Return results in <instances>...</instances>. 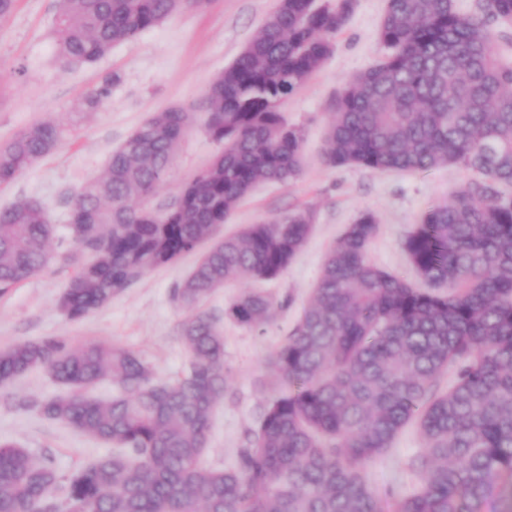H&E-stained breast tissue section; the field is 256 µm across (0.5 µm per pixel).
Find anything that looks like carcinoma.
Instances as JSON below:
<instances>
[{
  "label": "carcinoma",
  "mask_w": 512,
  "mask_h": 512,
  "mask_svg": "<svg viewBox=\"0 0 512 512\" xmlns=\"http://www.w3.org/2000/svg\"><path fill=\"white\" fill-rule=\"evenodd\" d=\"M208 0H58L56 63L89 65L164 19ZM352 0H279L245 48L206 91L204 126L223 151L165 209L142 202L169 177L193 115L153 113L112 151L103 175L79 192L69 237L90 255L60 306L72 320L106 305L148 271L195 251L176 289L186 309L185 372L155 378L133 352L57 337L0 350V383L42 368L70 392L22 405L112 452L64 475L0 441V512H381L364 465L410 422L425 441L409 469L418 485L394 512H512V62L489 22L512 20V0H387L380 39L389 50L346 81L329 113L322 161L372 171L425 172L455 164L478 175L425 210L403 243L415 274L448 293L415 287L372 264L370 214L328 252L289 335L266 361L279 391L234 466H205L211 411L224 397V336L199 304L224 282L271 280L300 252L311 215L294 210L216 237L235 205L262 181L302 171V138L282 102L331 52ZM121 81L113 71L83 99L95 112ZM60 132L37 122L0 147V184L54 150ZM56 229L42 204L0 208V294L54 258ZM274 302L246 290L224 315L254 330ZM456 367L448 390L438 384ZM110 377V399L87 391ZM66 482V497L55 491Z\"/></svg>",
  "instance_id": "cac0c4a2"
}]
</instances>
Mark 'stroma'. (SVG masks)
<instances>
[{"mask_svg":"<svg viewBox=\"0 0 512 512\" xmlns=\"http://www.w3.org/2000/svg\"><path fill=\"white\" fill-rule=\"evenodd\" d=\"M279 0H209L200 10L173 15L136 39L118 44L94 64L63 73L57 68L53 20L57 0H16L8 19L0 20V145L30 124L50 121L62 130L59 146L7 184H0V207L16 198L39 201L58 237L68 235L69 215L82 187L105 170L118 147L152 113L172 106L194 113L182 138L170 176L146 205L159 210L180 185L202 171L223 145L205 131L197 115L202 98L276 10ZM386 0H354L349 19L331 39L332 51L321 68L281 105L283 117L303 137V171L290 182L256 186L220 227L223 236L247 224L309 208L312 229L287 270L270 281L234 280L205 299L200 309L220 318L228 387L215 406L204 462L231 466L249 432L258 429L262 407L272 395L265 358L283 340L309 299L326 253L347 227L365 213L378 230L368 256L378 267L415 280L404 251L406 237L432 203L447 199L474 174L455 165L427 173L372 172L356 165L329 167L321 160L328 114L349 78L369 69L384 55L379 30ZM111 71L122 74L108 101L95 112L79 111L87 91ZM198 253L154 269L113 296L85 318L70 320L60 299L70 277L87 260L69 250L46 269L0 295V349L64 338L70 345L88 342L118 345L148 363L158 378L185 371L188 350L178 334L185 317L174 290L194 269ZM257 289L275 302L272 318L256 331L226 320L224 310L239 293ZM64 385L46 370L35 369L0 386V440L25 448L40 463L67 474L109 453V445L38 412L16 407L19 399H48ZM425 442L416 425L403 428L392 447L365 467L369 485L383 512H393L395 494L414 485L408 470Z\"/></svg>","mask_w":512,"mask_h":512,"instance_id":"stroma-1","label":"stroma"}]
</instances>
